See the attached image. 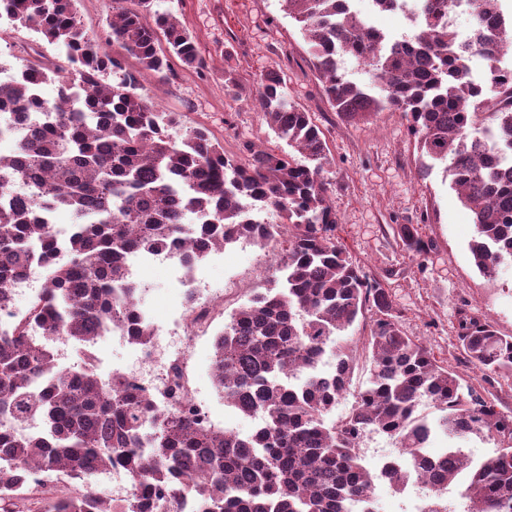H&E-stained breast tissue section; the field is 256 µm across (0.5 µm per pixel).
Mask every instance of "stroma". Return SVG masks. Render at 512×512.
<instances>
[{
	"label": "stroma",
	"instance_id": "obj_1",
	"mask_svg": "<svg viewBox=\"0 0 512 512\" xmlns=\"http://www.w3.org/2000/svg\"><path fill=\"white\" fill-rule=\"evenodd\" d=\"M154 7L172 13L193 36L208 63L197 71L174 63V74L162 80L137 70L139 92L167 112L179 113L184 126L206 129L226 152L245 157V145L284 149L267 127L254 99L263 74L280 71L289 100L310 112L322 128L329 163L323 176L328 200L336 212V239L364 270L379 277L389 294L402 330L422 340L435 358L457 371L478 394L512 411V375L484 382L460 346L461 313L487 319L501 335L512 336V266L486 275L475 267L469 244L476 234L473 214L459 199L442 166L422 171L414 138L400 113H379L372 121L352 122L324 97L308 46L281 0H156ZM43 55L65 65L63 49L40 34L24 30L0 36V57L19 65ZM234 70L247 95L232 100L224 90L225 70ZM417 228L430 249L424 256L407 251L398 225ZM286 245L240 241L213 252L188 282H180L174 259L143 261L135 272L147 286L140 305L157 329L164 348H188L189 385L206 403L216 428L250 433L253 418L238 413L219 395L211 372L213 342L233 310L247 302L264 275L282 264ZM208 305V325L192 342L177 326L188 314L187 294ZM101 377L135 367L136 350L112 334L94 346Z\"/></svg>",
	"mask_w": 512,
	"mask_h": 512
}]
</instances>
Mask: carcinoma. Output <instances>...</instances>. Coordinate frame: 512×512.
<instances>
[{"instance_id": "obj_1", "label": "carcinoma", "mask_w": 512, "mask_h": 512, "mask_svg": "<svg viewBox=\"0 0 512 512\" xmlns=\"http://www.w3.org/2000/svg\"><path fill=\"white\" fill-rule=\"evenodd\" d=\"M78 0H0L16 29L33 30L66 51L68 75L42 61L17 69L0 60V114L28 121L25 134L0 152V308L28 267L46 266L26 312L0 325V512H153L156 500H196L202 512H351L378 475L363 464L368 433L393 440L413 469L390 459L384 479L397 491L431 473L427 512H448L445 495L465 470L464 512H512V412L465 384L406 335L381 280L368 275L336 242V213L323 172L324 133L311 114L291 103L284 79L266 73L256 91L262 117L288 150L246 146L247 158L201 128L181 127L137 92L128 59L160 79L170 58L207 67L195 41L170 13L145 14L154 0H113L112 43L105 50L78 15ZM300 26L324 95L349 119L399 112L415 137L422 168L445 165L451 186L474 215L469 249L480 272L512 262V164L490 155L480 131L490 124L512 147V67L499 65L483 25L494 12L512 31L501 0H471L472 40L458 44L445 21L449 0H424L413 47L382 51V34L339 0H282ZM361 60L374 79L349 80L336 55ZM480 54L486 82L474 83L465 60ZM123 73L115 83L107 73ZM57 83V97L37 95ZM228 96L246 88L224 71ZM270 207L278 224H258L251 212ZM61 210L72 219L64 239L43 220ZM286 237L287 260L264 277L249 301L233 311L214 341L212 371L224 402L261 421L252 437L217 430L191 408L177 371L158 408L125 375L104 381L88 359L58 366L51 344L88 349L112 332L122 315L125 336L146 346L155 326L140 307L130 254L164 253L190 267L240 240ZM397 236L418 256L429 244L411 224ZM374 311L363 337L369 376L350 409L327 421L350 389L358 358L344 333ZM469 361L492 383L512 374V336L476 315L458 322ZM433 419L417 415L422 401ZM495 435L503 446L477 464L462 448L426 453L437 436L463 440ZM121 469L128 494L118 503L91 485L97 472Z\"/></svg>"}]
</instances>
